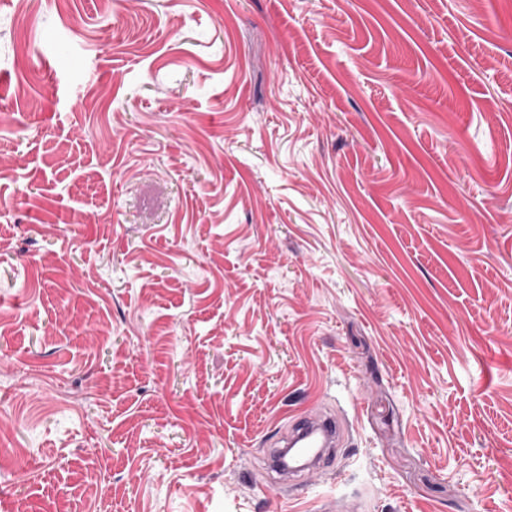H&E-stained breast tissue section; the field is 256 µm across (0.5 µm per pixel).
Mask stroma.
Instances as JSON below:
<instances>
[{
  "instance_id": "obj_1",
  "label": "stroma",
  "mask_w": 512,
  "mask_h": 512,
  "mask_svg": "<svg viewBox=\"0 0 512 512\" xmlns=\"http://www.w3.org/2000/svg\"><path fill=\"white\" fill-rule=\"evenodd\" d=\"M1 425L0 512H512V0H0ZM295 422L297 423L292 425L293 433L284 441L283 448H280L270 460V467L280 476L288 477V473L296 470L294 466L302 459L313 457L311 463L316 462L325 448L335 446L345 429L342 417L337 413L335 415L315 411ZM288 448H293L294 451L287 467L283 455Z\"/></svg>"
}]
</instances>
